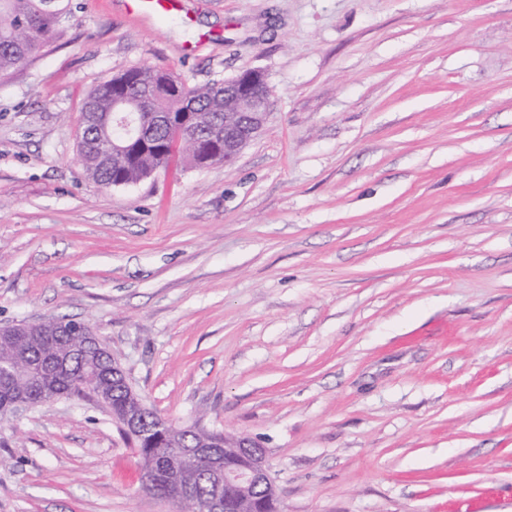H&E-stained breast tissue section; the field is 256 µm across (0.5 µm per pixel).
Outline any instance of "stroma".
Wrapping results in <instances>:
<instances>
[{"label": "stroma", "instance_id": "35a3bbf8", "mask_svg": "<svg viewBox=\"0 0 512 512\" xmlns=\"http://www.w3.org/2000/svg\"><path fill=\"white\" fill-rule=\"evenodd\" d=\"M71 0L0 74V325L89 326L179 426L266 450L280 512H512V0ZM263 72L230 166L106 189L87 94ZM111 418L0 420V512H176ZM125 4L135 12H150L155 14H171L179 11L181 0H125ZM135 6V9L131 7Z\"/></svg>", "mask_w": 512, "mask_h": 512}]
</instances>
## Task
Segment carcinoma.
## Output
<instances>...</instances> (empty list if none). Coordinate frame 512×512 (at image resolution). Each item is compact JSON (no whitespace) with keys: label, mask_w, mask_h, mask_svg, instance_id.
<instances>
[{"label":"carcinoma","mask_w":512,"mask_h":512,"mask_svg":"<svg viewBox=\"0 0 512 512\" xmlns=\"http://www.w3.org/2000/svg\"><path fill=\"white\" fill-rule=\"evenodd\" d=\"M65 0H0V74L24 66L47 45V42L29 37V34L45 31L52 36L58 34V14L67 12ZM176 76L167 71L155 70L149 66L131 68L114 75L98 85L86 98L82 112L87 123L88 137L79 148V156L86 173L96 184L106 187L112 181L122 179L128 183H137L148 174L163 157L148 153L136 160L128 153L112 149V85L115 83H133L139 85L142 92L151 96L150 104L144 107L152 139L167 142V161L179 156L195 167L203 166L201 159L188 146L177 147L174 139L165 127L155 123L158 112H178L179 97L170 92ZM191 94L203 109V121L216 119L224 122V115H235V108L224 106V95L220 94L217 84L191 87ZM74 321L64 317H49L38 337L17 342L0 343V367H19L38 374L36 381L48 380V385L67 392L68 398L85 399L80 385L92 380H83L84 364L79 352L83 349L84 337L74 336ZM204 436L210 447L218 453V461L203 458L198 468L188 470L181 480L194 487L196 496L205 497L211 493L212 486L204 471L214 464L224 465V434L198 430V434L181 435L180 440L192 447L197 436ZM126 443L141 449L139 453L142 469H147L148 457L156 459V465L142 482V489L155 496L167 499L173 491L170 476L164 467L165 461L173 453L171 448L161 447L159 441L149 439L126 440Z\"/></svg>","instance_id":"cac0c4a2"}]
</instances>
